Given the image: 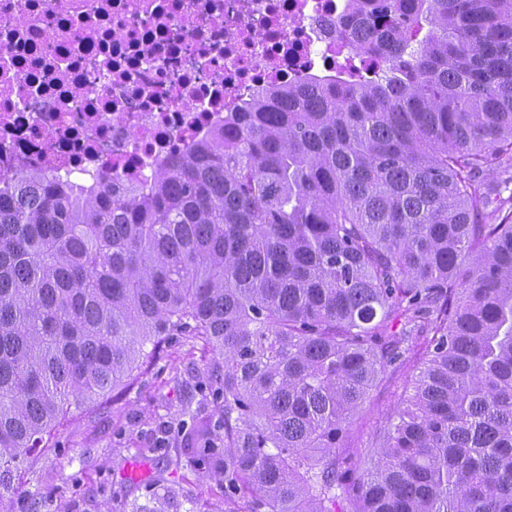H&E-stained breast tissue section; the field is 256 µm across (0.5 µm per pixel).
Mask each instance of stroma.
Returning a JSON list of instances; mask_svg holds the SVG:
<instances>
[{"label": "stroma", "mask_w": 512, "mask_h": 512, "mask_svg": "<svg viewBox=\"0 0 512 512\" xmlns=\"http://www.w3.org/2000/svg\"><path fill=\"white\" fill-rule=\"evenodd\" d=\"M189 336L167 342V355L113 402L91 414L71 411L50 451L31 456L16 476L6 512H224V489L180 454L181 424L212 413L201 400L198 370L210 362ZM413 367L385 377L356 417L350 447L366 445L371 428L412 393Z\"/></svg>", "instance_id": "stroma-1"}]
</instances>
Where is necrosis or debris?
Instances as JSON below:
<instances>
[{"label":"necrosis or debris","mask_w":512,"mask_h":512,"mask_svg":"<svg viewBox=\"0 0 512 512\" xmlns=\"http://www.w3.org/2000/svg\"><path fill=\"white\" fill-rule=\"evenodd\" d=\"M346 0H0V170L136 185L262 90L365 67Z\"/></svg>","instance_id":"necrosis-or-debris-1"}]
</instances>
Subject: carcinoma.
Segmentation results:
<instances>
[{
  "label": "carcinoma",
  "instance_id": "cac0c4a2",
  "mask_svg": "<svg viewBox=\"0 0 512 512\" xmlns=\"http://www.w3.org/2000/svg\"><path fill=\"white\" fill-rule=\"evenodd\" d=\"M366 73L260 92L124 188L0 170L11 474L182 334L226 512H512V0H348ZM414 394L336 457L408 354Z\"/></svg>",
  "mask_w": 512,
  "mask_h": 512
}]
</instances>
